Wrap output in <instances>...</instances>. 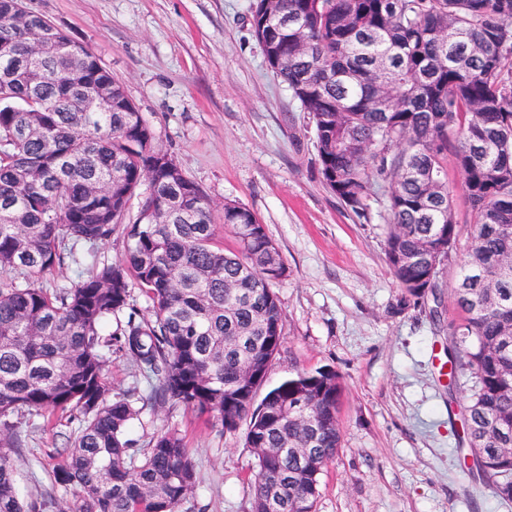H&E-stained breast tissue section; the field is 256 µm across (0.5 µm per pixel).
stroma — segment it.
I'll return each mask as SVG.
<instances>
[{
  "instance_id": "1",
  "label": "stroma",
  "mask_w": 512,
  "mask_h": 512,
  "mask_svg": "<svg viewBox=\"0 0 512 512\" xmlns=\"http://www.w3.org/2000/svg\"><path fill=\"white\" fill-rule=\"evenodd\" d=\"M253 0H26L87 46L119 81L155 142L210 200L256 214L288 266L277 281L284 344L265 388L321 367L341 382V447L321 476L315 512H512L475 481L459 449L466 397L435 364L445 342L427 307H400L386 262L382 205L358 219L325 186L315 133L252 35ZM112 384L136 390L126 437L146 452L175 431L196 469L178 512H250L256 456L244 430L149 400L133 363L112 356ZM67 418L31 417L11 438L21 501L38 497Z\"/></svg>"
}]
</instances>
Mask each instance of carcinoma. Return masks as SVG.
<instances>
[{"mask_svg": "<svg viewBox=\"0 0 512 512\" xmlns=\"http://www.w3.org/2000/svg\"><path fill=\"white\" fill-rule=\"evenodd\" d=\"M0 0V83L42 21L16 23ZM251 31L276 78L315 127L320 175L357 218L386 189L385 256L399 306L431 304L441 323L445 267L464 313L448 322V390L470 382L463 443L472 477L512 501V0H253ZM71 38L8 82L0 98V426L68 413L75 427L47 471L59 512H176L195 468L181 436H158L136 460L126 431L138 410L107 376L105 352L131 360L154 396L207 413L228 431L248 421L256 449L251 512H314L341 445L339 376L302 372L255 402L246 374L279 353L273 285L288 267L249 209L210 201L155 144L123 87L85 46L66 83L55 72ZM112 84V110L88 112L80 88ZM384 98L385 109L374 104ZM461 175L468 248L448 182ZM146 187L124 254L98 264L85 245L110 238ZM69 259L77 280L36 277ZM95 267L83 276L84 267ZM21 271L18 280L10 274ZM138 286L146 317L131 303ZM116 328L109 331L110 322ZM304 402L305 417L294 409ZM18 459L0 438V512H39L15 490ZM276 507L268 508L272 487Z\"/></svg>", "mask_w": 512, "mask_h": 512, "instance_id": "cac0c4a2", "label": "carcinoma"}]
</instances>
